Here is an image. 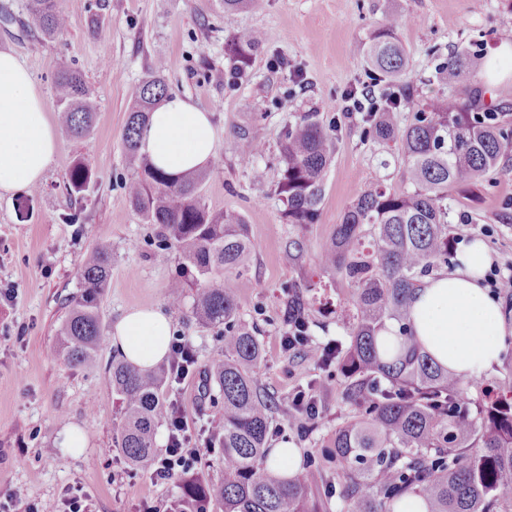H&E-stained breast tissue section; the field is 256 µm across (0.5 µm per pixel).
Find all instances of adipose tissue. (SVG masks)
<instances>
[{"mask_svg": "<svg viewBox=\"0 0 512 512\" xmlns=\"http://www.w3.org/2000/svg\"><path fill=\"white\" fill-rule=\"evenodd\" d=\"M218 132L211 115L173 94L152 113L140 150L167 172L203 167ZM56 151L42 96L11 53L0 52V190L23 191L41 182ZM490 257L480 242L464 246L452 267L434 271L416 287L410 325L419 342L466 384L498 365L512 340L502 303L484 281ZM111 344L126 361L149 368L167 355L172 320L164 310L137 309L116 321Z\"/></svg>", "mask_w": 512, "mask_h": 512, "instance_id": "ef3b65f1", "label": "adipose tissue"}]
</instances>
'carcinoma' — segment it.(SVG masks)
Returning <instances> with one entry per match:
<instances>
[{"mask_svg":"<svg viewBox=\"0 0 512 512\" xmlns=\"http://www.w3.org/2000/svg\"><path fill=\"white\" fill-rule=\"evenodd\" d=\"M26 10L45 39L67 29L59 0H26ZM413 22L408 13H391L369 41L356 46L355 54L381 82L406 74L410 53L397 31ZM262 42L255 29L230 32L225 40L230 65L246 74ZM474 68L475 54L466 48L438 65L450 85L465 81ZM52 84L61 128L86 138L96 114L88 82L64 64ZM168 95L165 64L159 61L139 85L127 118L124 146L134 175L126 189L144 223L159 225L161 245L179 252V277L166 293L169 304L181 308L193 289L192 313L207 326L224 327V358L209 367L224 399L223 423L211 438L224 479L181 478L172 512H207L210 505L215 512H317L322 461L336 469L338 498L350 512H394L410 493L425 500L428 512H503L502 500L512 496V377L472 400L414 336L408 317L418 279L454 257L448 195L476 185L512 153V124L501 118L512 109L466 104L453 95L421 103L408 92H387L366 114L365 138L400 143L410 188L376 185L362 191L316 254L323 272L345 277L352 288L351 342L331 344L321 358L347 380L346 396L358 415L336 428L320 458L307 459L315 476L281 479L265 468L276 405L261 395L258 383L264 344L238 319L240 299L230 286V276L240 274L255 251L248 224L236 211L208 209L202 195L208 169L175 176L140 153L149 115ZM402 112L408 113L403 125ZM333 130L318 113L306 112L284 133L277 196L289 224L318 220L336 150ZM240 140L242 165L261 179L255 160L263 146L244 131ZM90 181L89 168L79 160L65 183L80 194ZM111 268L112 253L104 247L81 262V290L67 300L60 330V353L72 367L94 364L106 341L98 301ZM283 293L293 340L310 339L309 299L293 282ZM388 321L400 331L381 342L379 332ZM106 368L123 416L115 446L131 465L146 468L157 452L153 435L165 417L168 379L159 367L143 370L116 358Z\"/></svg>","mask_w":512,"mask_h":512,"instance_id":"cac0c4a2","label":"carcinoma"}]
</instances>
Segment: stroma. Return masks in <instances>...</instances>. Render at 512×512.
Listing matches in <instances>:
<instances>
[{"label": "stroma", "instance_id": "obj_1", "mask_svg": "<svg viewBox=\"0 0 512 512\" xmlns=\"http://www.w3.org/2000/svg\"><path fill=\"white\" fill-rule=\"evenodd\" d=\"M68 18L65 34L48 40L22 33L23 0H0L15 16L0 25V51L14 54L33 76L55 116L51 78L61 63L74 64L96 89L98 112L89 136L77 140L56 130V153L38 191H0V492L26 486L38 501L58 499L66 486H83L95 512H168L179 494L178 480L160 482L131 466L114 440L120 409L106 369L113 353L103 347L94 367L66 366L60 354L65 300L80 287L79 261L95 247L112 251V272L100 298L105 327L135 309H168L172 333L187 340L197 358L192 378L167 386L165 402H177L189 425L191 442L203 447L198 477L217 481L222 468L205 445L222 422L218 387L209 386L208 363L224 354V330L199 323L191 302L169 308L166 288L179 274L178 254L160 246L156 226L143 223L124 189L132 171L125 162L123 136L133 94L165 58L173 93L211 112L219 139L205 201L213 210L244 215L255 253L231 282L240 296V319L265 344L262 387L279 403L269 444L288 439L316 454L336 428L357 415L345 396L344 379L327 380L319 345L349 339L345 310L350 286L335 279L325 297L335 312L312 310L315 351H284V284L316 268V253L329 239L352 200L382 182L406 186L398 148L383 151L364 141L363 113L342 116L344 94L366 81L364 61L354 43L368 40L387 8L407 12L416 24L399 30L410 52L402 80L415 98L448 90L435 67L457 47L475 52L479 69L454 92L468 101L488 91L493 101L512 105V58L502 54L499 36L512 22V0H258L247 10L225 14L219 0H59ZM258 28L264 33L251 66L235 87L211 80L227 68L228 32ZM306 112L324 122L340 121L336 153L328 170L317 223H286L275 189L280 178L279 148L286 126ZM247 130L264 153L255 180L239 159V132ZM93 173L82 194H69L64 176L75 161ZM451 231L458 243L478 239L495 265L512 267V153L473 191L454 194ZM79 212L80 223L64 218ZM314 386L319 415L307 419L292 406L298 389ZM68 425L86 435V446L71 454L59 445ZM111 456H103V449Z\"/></svg>", "mask_w": 512, "mask_h": 512}]
</instances>
